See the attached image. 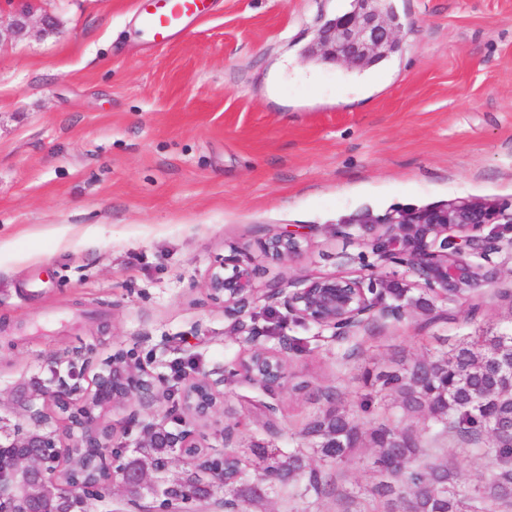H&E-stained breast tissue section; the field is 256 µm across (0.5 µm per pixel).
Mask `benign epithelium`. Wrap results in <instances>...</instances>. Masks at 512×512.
<instances>
[{
  "instance_id": "obj_1",
  "label": "benign epithelium",
  "mask_w": 512,
  "mask_h": 512,
  "mask_svg": "<svg viewBox=\"0 0 512 512\" xmlns=\"http://www.w3.org/2000/svg\"><path fill=\"white\" fill-rule=\"evenodd\" d=\"M383 0H353L352 8L328 20L306 49L310 59L341 65L348 69L372 66L397 51L398 25L381 7ZM31 25V11L13 12L7 26H0V43L24 37ZM383 234L368 244L381 263L408 267L439 301L464 298L492 282L490 270L474 261L500 250V245L480 234L487 224H512V207L488 200L461 198L446 207L426 209L397 218L382 219ZM300 242L294 231H285L264 242L273 258L286 260L298 253ZM211 294L223 300L224 317L230 320V333L246 346L245 356L262 353L272 361L288 360V340L279 348L258 345L261 337L254 319L253 305L265 300L281 305L301 322H311L332 331L340 339L372 321L404 317V311L385 302L391 287L376 279H346L336 276L274 282L258 294L255 270L246 250L240 249L223 259L207 280ZM81 365L69 363L66 372H54L55 388L39 390L24 404L21 420L5 438H0V512H88L91 501L112 496L119 485L136 496L145 474L125 465L129 448H174L176 452L155 460L153 472L159 484L153 487V505L147 512H242L211 495H194L193 506L171 495L174 485L196 487L201 480L188 448L208 447V436L194 428L171 430L169 419H180L179 408L167 409L158 422L144 423L130 414L114 423L106 413L119 409L124 401L138 399L144 405L159 401L168 391L165 379L154 374L134 349L120 348L106 360L91 353L78 355ZM184 409L197 420H207L216 411L219 396L216 385L224 378L211 379L182 373ZM62 431L46 430L51 422ZM138 430L134 443L116 444L117 431L128 436ZM88 451L103 462L112 482L101 489L83 486L73 471L78 454ZM183 464L182 476L167 477L174 461Z\"/></svg>"
}]
</instances>
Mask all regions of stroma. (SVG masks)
<instances>
[{"label":"stroma","instance_id":"1","mask_svg":"<svg viewBox=\"0 0 512 512\" xmlns=\"http://www.w3.org/2000/svg\"><path fill=\"white\" fill-rule=\"evenodd\" d=\"M343 0H209L168 44L142 32L145 0H36L30 34L0 45V425L16 423L22 392L50 387L57 361L136 348L170 377L155 420L180 400L177 365L210 372L243 345L206 282L239 248L257 288L285 279L368 274L407 288L399 321L333 340L254 307L260 342L289 339L288 376L265 391L225 379L209 442L307 448L311 466L352 495L376 483L370 451L336 466L301 438L317 390L371 431L382 421L430 442L426 416H406L376 375L432 357L488 330H512V248L491 256L490 286L442 303L401 265L378 264L364 228L459 198L512 205V0H391L397 53L354 71L304 55ZM55 16L45 33L39 15ZM290 228L301 249L267 258L263 242ZM38 232L39 241L21 236ZM372 396V413L359 403ZM276 406L267 429L264 405ZM441 460L470 488L490 461L444 443ZM334 499L276 488L252 512H336Z\"/></svg>","mask_w":512,"mask_h":512}]
</instances>
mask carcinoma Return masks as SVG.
Returning a JSON list of instances; mask_svg holds the SVG:
<instances>
[{"label":"carcinoma","mask_w":512,"mask_h":512,"mask_svg":"<svg viewBox=\"0 0 512 512\" xmlns=\"http://www.w3.org/2000/svg\"><path fill=\"white\" fill-rule=\"evenodd\" d=\"M407 416L423 414L438 425V434L477 445L502 423L512 422V332L475 336L436 359H425L378 377ZM326 405L300 436L321 439L320 452L339 463L370 443L380 477L369 490L367 505L382 512H512V442L491 437L480 449L494 469L487 484L470 490L464 474L446 462L424 466L429 449L407 428L381 424L370 434L341 412L337 393H323ZM224 479L193 493L224 490V499L253 506L275 483L302 481L301 495L325 491L322 471L306 464L301 448H270L252 462L244 450L224 453Z\"/></svg>","instance_id":"carcinoma-1"}]
</instances>
